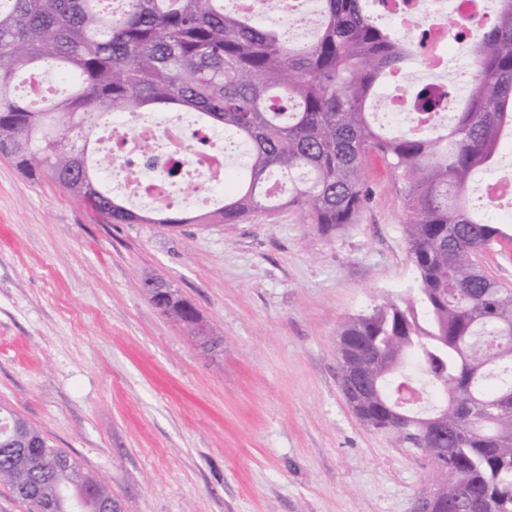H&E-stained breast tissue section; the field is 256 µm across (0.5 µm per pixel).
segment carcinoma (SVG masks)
I'll return each instance as SVG.
<instances>
[{
  "mask_svg": "<svg viewBox=\"0 0 512 512\" xmlns=\"http://www.w3.org/2000/svg\"><path fill=\"white\" fill-rule=\"evenodd\" d=\"M0 0V155L31 178L49 176L101 224H238L257 211L297 206L324 233L356 222L368 200L362 171L374 157L398 173L405 225L420 280V306L387 301L343 325L339 369L356 417L392 432L430 464L454 473L436 485L429 512H512V289L475 255L503 236L488 201L468 196L497 168L512 135V0L472 32L469 90L453 123L419 116L418 130L374 122L386 111L379 83L407 70L414 38L377 25L368 0H320V24L304 39L263 27L224 0ZM54 72L61 91L34 102L22 81ZM158 108L198 114L247 149L238 190L211 212H139L111 193L90 136L114 112ZM58 127L83 144H64ZM288 178V196L266 187ZM196 336L202 322L165 312ZM414 387L420 400L394 406ZM0 483L34 512H103L112 491L80 472L62 449L0 411Z\"/></svg>",
  "mask_w": 512,
  "mask_h": 512,
  "instance_id": "1",
  "label": "carcinoma"
}]
</instances>
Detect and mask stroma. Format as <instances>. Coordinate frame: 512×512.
<instances>
[{
	"label": "stroma",
	"mask_w": 512,
	"mask_h": 512,
	"mask_svg": "<svg viewBox=\"0 0 512 512\" xmlns=\"http://www.w3.org/2000/svg\"><path fill=\"white\" fill-rule=\"evenodd\" d=\"M326 234L293 207L237 224H100L0 157V406L112 490V512H411L430 465L347 404L337 336L414 294L404 186ZM508 241L482 270L512 289ZM164 278L222 346L199 349L139 286Z\"/></svg>",
	"instance_id": "obj_1"
}]
</instances>
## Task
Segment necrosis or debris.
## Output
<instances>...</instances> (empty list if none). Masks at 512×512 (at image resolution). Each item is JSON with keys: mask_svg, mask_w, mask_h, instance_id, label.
<instances>
[{"mask_svg": "<svg viewBox=\"0 0 512 512\" xmlns=\"http://www.w3.org/2000/svg\"><path fill=\"white\" fill-rule=\"evenodd\" d=\"M237 11L268 17L285 25L296 15L316 19L319 0H233ZM382 10L404 31L424 35L430 49L426 78L435 111L448 105L450 93L444 76L449 43L469 40L475 24L488 18V0H383ZM456 25H449V17ZM113 144L112 178L133 200L146 199L157 207L169 203L196 202L199 184L216 186L224 177V147L215 142L208 129L187 132L177 119L163 123L119 113L110 133ZM179 175L169 176L170 167Z\"/></svg>", "mask_w": 512, "mask_h": 512, "instance_id": "4bbe7bcc", "label": "necrosis or debris"}]
</instances>
